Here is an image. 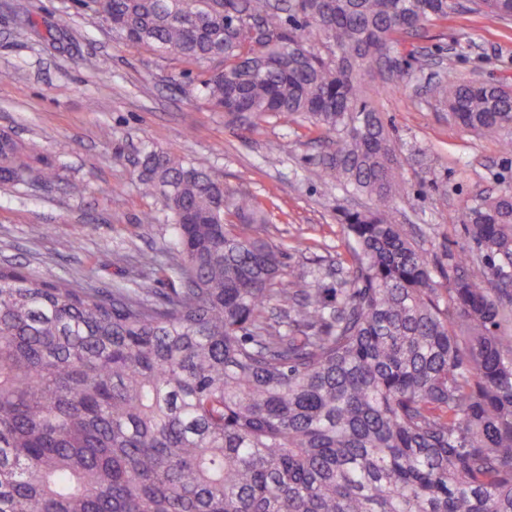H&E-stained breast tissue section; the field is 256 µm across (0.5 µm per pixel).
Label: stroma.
I'll return each mask as SVG.
<instances>
[{
    "mask_svg": "<svg viewBox=\"0 0 512 512\" xmlns=\"http://www.w3.org/2000/svg\"><path fill=\"white\" fill-rule=\"evenodd\" d=\"M459 2L452 19L402 37L407 73L372 97L402 151L424 152L421 164L404 167L396 219L439 255L469 247L460 214L476 192L512 184V151L450 122L431 93L448 69L512 85V21L488 25ZM214 67L129 45L78 0H0V132L40 144L56 172L46 184L0 185V262L92 288L140 277V253L169 238L160 197L144 195L133 171L151 145L256 197L267 213L264 236L286 251L290 272L351 267L337 211L366 198L326 182L314 164L321 133L309 123L225 124L196 90ZM279 143L283 153L271 157ZM149 212L156 223H144Z\"/></svg>",
    "mask_w": 512,
    "mask_h": 512,
    "instance_id": "35a3bbf8",
    "label": "stroma"
}]
</instances>
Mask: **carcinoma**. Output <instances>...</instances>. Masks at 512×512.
Instances as JSON below:
<instances>
[{
  "mask_svg": "<svg viewBox=\"0 0 512 512\" xmlns=\"http://www.w3.org/2000/svg\"><path fill=\"white\" fill-rule=\"evenodd\" d=\"M132 45L220 60L199 94L245 129L304 120L316 166L367 198L332 304L285 282L249 195L146 147L170 219L142 254L171 288L112 291L0 264V512H512V185L463 209L476 251L438 262L396 223L403 163L365 86L456 0H80ZM491 23L512 0H470ZM448 120L512 149V88L455 74ZM0 139V183L48 182ZM448 283L441 292L440 280Z\"/></svg>",
  "mask_w": 512,
  "mask_h": 512,
  "instance_id": "1",
  "label": "carcinoma"
}]
</instances>
